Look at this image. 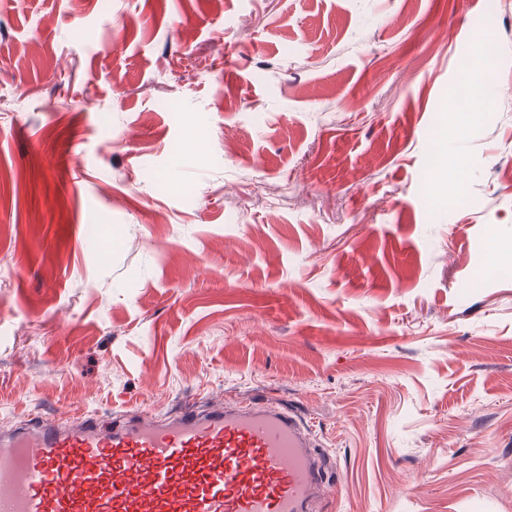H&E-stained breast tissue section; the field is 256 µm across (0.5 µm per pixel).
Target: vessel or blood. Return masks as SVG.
Here are the masks:
<instances>
[{
    "label": "vessel or blood",
    "mask_w": 512,
    "mask_h": 512,
    "mask_svg": "<svg viewBox=\"0 0 512 512\" xmlns=\"http://www.w3.org/2000/svg\"><path fill=\"white\" fill-rule=\"evenodd\" d=\"M306 421L266 400L0 430V512H322Z\"/></svg>",
    "instance_id": "vessel-or-blood-1"
}]
</instances>
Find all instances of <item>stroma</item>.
Segmentation results:
<instances>
[{"instance_id":"35a3bbf8","label":"stroma","mask_w":512,"mask_h":512,"mask_svg":"<svg viewBox=\"0 0 512 512\" xmlns=\"http://www.w3.org/2000/svg\"><path fill=\"white\" fill-rule=\"evenodd\" d=\"M100 2L0 0V426L270 400L327 512H512V0Z\"/></svg>"}]
</instances>
